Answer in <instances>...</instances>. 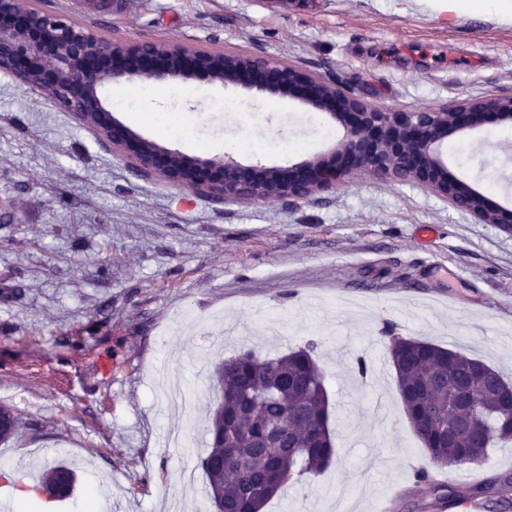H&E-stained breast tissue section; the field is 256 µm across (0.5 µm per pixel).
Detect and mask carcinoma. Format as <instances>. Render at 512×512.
Wrapping results in <instances>:
<instances>
[{
  "mask_svg": "<svg viewBox=\"0 0 512 512\" xmlns=\"http://www.w3.org/2000/svg\"><path fill=\"white\" fill-rule=\"evenodd\" d=\"M404 412L424 444L431 466L461 469L485 461L494 441L512 443V384L482 361L436 344L388 337ZM223 414L213 417L209 452L201 460L208 493L222 491L224 512H261L284 487L310 479L335 456L329 397L313 345L278 357L250 352L217 371ZM479 398L482 437L453 441L448 429L467 411L449 404L456 393ZM233 466L226 478L221 462Z\"/></svg>",
  "mask_w": 512,
  "mask_h": 512,
  "instance_id": "cac0c4a2",
  "label": "carcinoma"
}]
</instances>
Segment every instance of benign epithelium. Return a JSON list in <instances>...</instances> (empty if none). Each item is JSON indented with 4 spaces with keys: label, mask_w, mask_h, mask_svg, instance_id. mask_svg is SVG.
I'll return each instance as SVG.
<instances>
[{
    "label": "benign epithelium",
    "mask_w": 512,
    "mask_h": 512,
    "mask_svg": "<svg viewBox=\"0 0 512 512\" xmlns=\"http://www.w3.org/2000/svg\"><path fill=\"white\" fill-rule=\"evenodd\" d=\"M0 0V72L50 99L103 135L143 176L215 200L273 202L310 199L358 173L410 180L481 224L512 233V210L448 174L442 147L451 136L490 120L512 121V94L462 99L448 107L398 112L378 106L330 76L296 62L222 53L213 58L187 44L102 39L96 30L39 8L20 11ZM205 76L216 86L286 92L343 129L329 150L288 166L189 157L159 145L119 121L102 95L107 84L150 77L157 82Z\"/></svg>",
    "instance_id": "1"
}]
</instances>
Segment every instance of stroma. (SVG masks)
Masks as SVG:
<instances>
[{
    "label": "stroma",
    "mask_w": 512,
    "mask_h": 512,
    "mask_svg": "<svg viewBox=\"0 0 512 512\" xmlns=\"http://www.w3.org/2000/svg\"><path fill=\"white\" fill-rule=\"evenodd\" d=\"M39 0L115 40L297 61L396 111L512 93V22L442 0ZM108 98L143 137L192 157L285 165L329 149L338 125L287 94L206 78ZM448 171L512 208V124L447 139ZM481 359L512 381V234L397 179L359 176L308 201L217 204L137 176L103 137L0 73V404L20 418L0 472L22 487L58 448L57 512H214L200 459L216 371L250 351L313 346L336 457L263 512H439L417 481L385 328ZM364 359L372 371L358 379ZM191 425L200 444L165 445ZM512 445L488 449L446 512H512Z\"/></svg>",
    "instance_id": "stroma-1"
}]
</instances>
